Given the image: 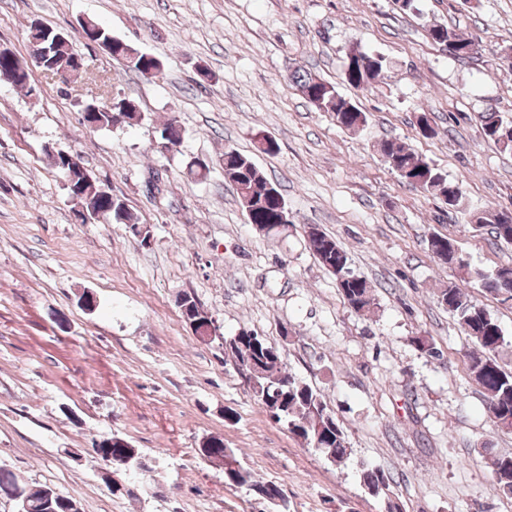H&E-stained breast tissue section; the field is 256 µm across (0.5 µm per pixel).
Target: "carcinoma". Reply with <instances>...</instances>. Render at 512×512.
<instances>
[{
	"label": "carcinoma",
	"instance_id": "obj_1",
	"mask_svg": "<svg viewBox=\"0 0 512 512\" xmlns=\"http://www.w3.org/2000/svg\"><path fill=\"white\" fill-rule=\"evenodd\" d=\"M82 33L87 41L103 44L111 50L113 59L125 63L146 78L155 77L161 71V63L156 57L112 36L97 21L90 30L82 27ZM427 36L437 46L447 42L455 45L454 57L460 61L473 58L474 41L461 36L452 27L430 25ZM387 66L384 56L369 54L353 44L345 53L342 81L364 92L372 87ZM82 69V56L72 50L66 38L56 44L42 66L46 73L63 79ZM30 77L29 73L14 75L10 62L0 60V80L24 88L30 84ZM289 79L304 99L322 100L325 111L332 114L340 128L356 132L367 123L366 113L354 101L342 95L335 84L304 67L294 69ZM81 112L83 121H91L98 128L141 119L138 103L126 97L115 98L110 110L98 107V103L90 99L81 104ZM480 126L487 142L502 152L512 153V120L504 119L498 110L492 108L481 113ZM182 136L183 129L175 120L168 122L161 131V138L168 145H177ZM380 152L389 167L408 185L447 199L454 198L455 203L448 205L450 210L462 208L463 195L459 185L413 152L407 143L387 139L380 144ZM223 164L224 178L234 186L249 222L256 226L281 224L287 204L277 186L257 167L251 156L229 147L224 151ZM50 166L61 175L69 196L85 210L106 212L112 216V223L126 224L135 233H140L138 219L125 200L107 187L85 181L81 171L70 164L67 156L58 155L50 160ZM470 223L478 228H490L495 241L512 244V219L506 218L502 210L488 208L473 213ZM305 240L320 265L334 276L336 287L348 306L361 316L369 315L375 305L372 288L364 277L353 270L346 251L333 237L316 226L305 229ZM429 249L439 261L453 266L461 281L467 284L473 282L493 297L512 296L511 267L493 271L473 267L460 253L456 241L446 236H432ZM439 303L457 319L461 330L473 344V350L467 354L469 371L484 390L488 412L498 428L512 431V369L505 368L500 362V352L512 342L507 340L497 316L476 303L465 289L459 286L442 289ZM224 355L232 359L237 370L253 374L247 383L257 400L276 421H286L292 435L332 463H341L347 458L350 448L346 435L334 414L328 410L322 395L287 371L281 353L274 345L256 332L242 329L233 336L224 337ZM215 457L224 458L226 484L244 487L251 492L262 487L271 488L269 483L253 480L248 470L236 467L234 454L218 449ZM490 468L492 482L498 492L512 498V455L491 456ZM360 479L366 488L381 487L380 496L384 500L395 496L391 479L377 467L362 468ZM21 490V498L16 501L17 512H70L72 500L50 485L45 484L35 490L23 486Z\"/></svg>",
	"mask_w": 512,
	"mask_h": 512
}]
</instances>
